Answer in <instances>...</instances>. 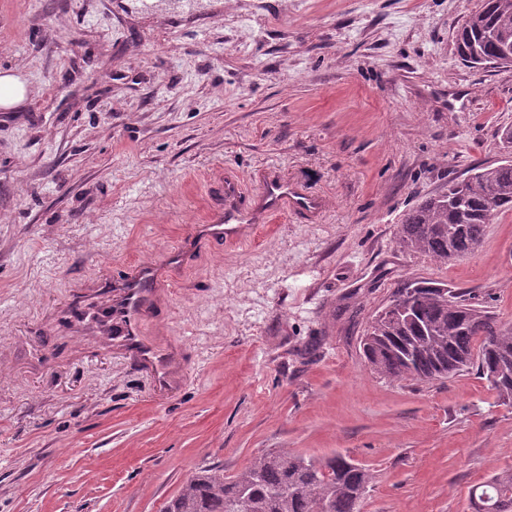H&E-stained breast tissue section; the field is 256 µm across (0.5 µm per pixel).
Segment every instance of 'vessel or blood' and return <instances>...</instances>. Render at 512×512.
<instances>
[{
	"instance_id": "vessel-or-blood-1",
	"label": "vessel or blood",
	"mask_w": 512,
	"mask_h": 512,
	"mask_svg": "<svg viewBox=\"0 0 512 512\" xmlns=\"http://www.w3.org/2000/svg\"><path fill=\"white\" fill-rule=\"evenodd\" d=\"M221 190L223 204L205 215L200 230L202 240L234 244L282 217L312 216L324 205L322 198L271 173L260 177L254 192H247L243 183L232 176L225 177ZM168 282L165 272L150 275L144 267L132 265L126 269L118 293L105 291L98 295L103 305L99 318L104 328L115 330L120 354L132 357L146 368L153 391L160 396L177 387L181 369L160 344L142 336L141 326L164 295Z\"/></svg>"
}]
</instances>
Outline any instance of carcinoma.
I'll return each instance as SVG.
<instances>
[{
  "label": "carcinoma",
  "instance_id": "carcinoma-1",
  "mask_svg": "<svg viewBox=\"0 0 512 512\" xmlns=\"http://www.w3.org/2000/svg\"><path fill=\"white\" fill-rule=\"evenodd\" d=\"M458 40L496 58L512 44V0H483L462 25ZM512 210V160L475 169L405 213L399 247L446 263L472 254L486 224ZM410 296L411 317L375 315L361 338L372 369L393 380L447 379L477 366L499 400L512 403V326L459 289L407 280L393 296ZM336 454L315 461L286 448L267 451L230 479L203 471L189 478L165 512H360V493L374 476ZM477 512H512V470L470 491Z\"/></svg>",
  "mask_w": 512,
  "mask_h": 512
}]
</instances>
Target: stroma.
<instances>
[{
	"label": "stroma",
	"mask_w": 512,
	"mask_h": 512,
	"mask_svg": "<svg viewBox=\"0 0 512 512\" xmlns=\"http://www.w3.org/2000/svg\"><path fill=\"white\" fill-rule=\"evenodd\" d=\"M482 0H0V512H164L208 467L342 454L361 512H472L512 469V404L469 369L391 381L360 339L408 278L512 326V211L466 258L397 247L422 199L501 161L512 66L470 67ZM279 170L327 208L195 245L143 334L185 381L82 334L73 297L165 264L225 176ZM29 93V87L20 76L10 71H4L0 76V108L3 111L11 109L23 100Z\"/></svg>",
	"instance_id": "stroma-1"
}]
</instances>
